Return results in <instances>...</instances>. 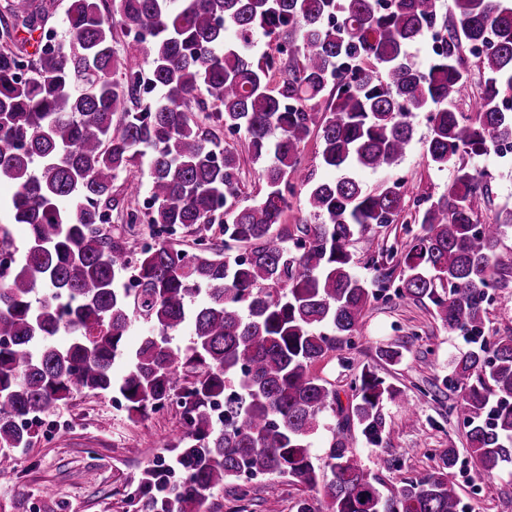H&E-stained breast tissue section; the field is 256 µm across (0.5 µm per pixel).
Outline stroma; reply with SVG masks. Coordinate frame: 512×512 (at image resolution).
<instances>
[{
  "mask_svg": "<svg viewBox=\"0 0 512 512\" xmlns=\"http://www.w3.org/2000/svg\"><path fill=\"white\" fill-rule=\"evenodd\" d=\"M411 125L412 140L399 165L384 173L360 172L365 186L402 177L412 199L447 189L451 170L428 166L423 155L431 133L426 114L415 113ZM470 164L491 176L490 211L512 208V158L492 153ZM490 297L485 338L512 336V276L506 287L492 288ZM386 346L399 350L397 361L380 356ZM469 348L461 333L441 325L430 302L399 297L390 288L372 301L350 346L319 360L312 371L345 396L351 379L367 365L414 405L410 417L397 402H386L389 432L381 446L367 444L357 433L350 440L353 455L387 485L437 468L453 448L460 457L454 480L466 512H512V474H475L466 462V429L451 410L458 394L440 387L452 359ZM180 428L175 410L132 420L111 395L75 392L34 423L33 443L17 449L15 468L0 471V512H132L128 498L144 470L156 460L176 458L173 443ZM47 487L53 490L48 500L42 496ZM302 495L288 477L261 476L242 499L227 489L214 490L202 512H296Z\"/></svg>",
  "mask_w": 512,
  "mask_h": 512,
  "instance_id": "stroma-1",
  "label": "stroma"
}]
</instances>
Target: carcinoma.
I'll list each match as a JSON object with an SVG mask.
<instances>
[{
    "label": "carcinoma",
    "instance_id": "obj_1",
    "mask_svg": "<svg viewBox=\"0 0 512 512\" xmlns=\"http://www.w3.org/2000/svg\"><path fill=\"white\" fill-rule=\"evenodd\" d=\"M440 0H70L67 38L42 46L45 10L36 0H6L12 29H0V182L5 205L30 234L15 269L0 279V470L16 465L31 428L19 425L57 409L78 391L114 393L128 415L176 405V447L185 478L144 471L135 512H199L209 493L241 475H288L304 487L297 512H464L456 491L454 448L435 470L383 491L351 454L355 425L378 445L384 404L402 395L368 366L339 391L312 366L348 342L367 306L389 288L428 300L441 323L479 337L487 289L506 267L496 255L512 210L483 217L488 174L465 157L512 143V0H448L443 49L425 70L407 48L437 24ZM137 48L114 49L115 27ZM35 40L18 46L14 33ZM263 33L271 51L254 59ZM482 73L469 97L471 65ZM158 90L162 97L141 103ZM327 104H322L325 92ZM469 97L470 111L458 102ZM206 112L207 128L196 119ZM427 114L428 165H453L448 189L416 199L404 215L402 178L365 187L354 176L399 164L412 139L410 116ZM244 137L265 192L242 202L238 155L213 128ZM321 163L342 172L316 180L302 168L312 131ZM149 162L146 211L132 205ZM126 175L125 197L112 183ZM305 189L309 218L274 233ZM119 211L128 229L149 225L154 245L134 250L111 229ZM425 234L398 248L376 229L397 221ZM219 226L221 248L212 246ZM194 235L195 252L174 247ZM375 275L355 271L353 241ZM134 272L138 287L125 285ZM147 331L131 342L137 322ZM191 329L188 343L171 336ZM68 341L56 343L58 335ZM121 362L124 372L113 367ZM447 382L475 471L490 477L512 464V336L453 361ZM224 400V420L211 407ZM326 462L311 439L327 411Z\"/></svg>",
    "mask_w": 512,
    "mask_h": 512
}]
</instances>
